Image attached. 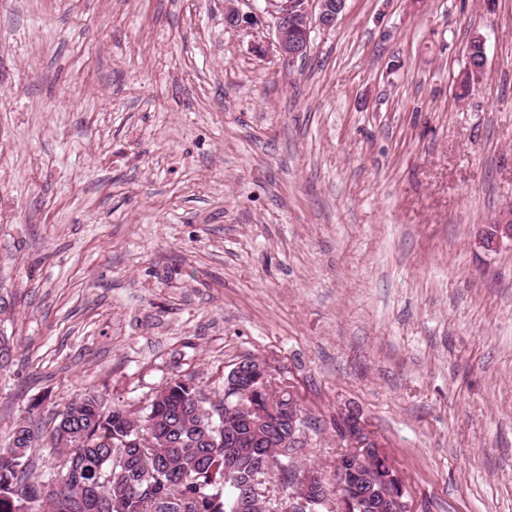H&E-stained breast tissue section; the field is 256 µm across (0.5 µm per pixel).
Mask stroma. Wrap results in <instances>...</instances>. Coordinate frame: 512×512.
<instances>
[{"instance_id":"stroma-1","label":"stroma","mask_w":512,"mask_h":512,"mask_svg":"<svg viewBox=\"0 0 512 512\" xmlns=\"http://www.w3.org/2000/svg\"><path fill=\"white\" fill-rule=\"evenodd\" d=\"M225 0H0V445L246 357L333 476L359 411L411 512H512V0H347L284 59ZM488 70L457 80L474 36ZM243 0H227L225 7V22L232 28H252L260 21V10L243 13L238 6ZM249 22V23H247ZM474 40L479 45L485 62V67L487 64V55L485 50V41L482 37H475ZM475 47V51L472 53L470 58V66H466L465 71L463 72V78L458 82V86L460 89V93L458 94L459 98H464L473 88L472 85L479 83L482 81L484 74L480 71V68L483 66L482 53L479 47L473 44ZM283 388H284V392H288L289 394V399H290V408H288V395H284L283 396V399L284 400H281L280 403H279V406L281 407H284L281 412L284 413V414H287L286 412V409H288V425H290L292 427V430H291V436L290 438H288L287 441L284 442V445L283 446H288V441L291 442V444L294 446V448L292 447H287L285 448V450L288 452V453H293L294 451H296L298 449V447H302L303 446V440H304V434H303V431H302V427L301 430L299 432H296V421L298 418H303L302 415L300 414H297L296 412V405H300L299 401H298V398L294 392V390L292 389L291 386H286L283 384Z\"/></svg>"}]
</instances>
